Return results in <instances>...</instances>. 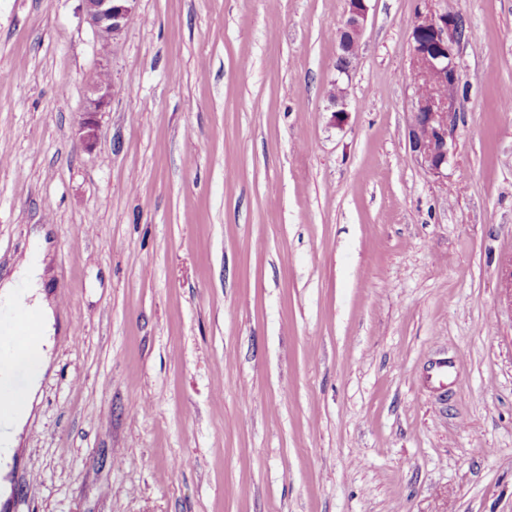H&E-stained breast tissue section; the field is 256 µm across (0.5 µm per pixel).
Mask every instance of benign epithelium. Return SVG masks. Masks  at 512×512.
<instances>
[{"mask_svg": "<svg viewBox=\"0 0 512 512\" xmlns=\"http://www.w3.org/2000/svg\"><path fill=\"white\" fill-rule=\"evenodd\" d=\"M136 0H82V11L93 28L102 53L135 16ZM369 0H348V10L338 31L336 70L347 74L348 54L360 44L368 18ZM413 97L407 127L409 148L416 161L431 175L441 177L448 168L450 139L456 125L455 103L460 82L454 45L461 38L459 15L438 10L418 13L412 25ZM88 105L79 125L82 144L91 147L98 133L96 117L110 104L112 82L106 65L87 79Z\"/></svg>", "mask_w": 512, "mask_h": 512, "instance_id": "obj_1", "label": "benign epithelium"}]
</instances>
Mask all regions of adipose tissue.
<instances>
[{
  "label": "adipose tissue",
  "mask_w": 512,
  "mask_h": 512,
  "mask_svg": "<svg viewBox=\"0 0 512 512\" xmlns=\"http://www.w3.org/2000/svg\"><path fill=\"white\" fill-rule=\"evenodd\" d=\"M45 245L42 239H35L25 259L9 279L0 281V310L11 313L22 307L34 316L32 324L26 327V337L11 362L0 363V392H14L8 418L11 433L0 438V446L9 447L15 432L21 431L35 400L42 374L47 366L51 337L54 333V313L43 293V275L46 265ZM25 373L24 384H16L18 373Z\"/></svg>",
  "instance_id": "1"
}]
</instances>
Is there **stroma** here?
<instances>
[{"label": "stroma", "mask_w": 512, "mask_h": 512, "mask_svg": "<svg viewBox=\"0 0 512 512\" xmlns=\"http://www.w3.org/2000/svg\"><path fill=\"white\" fill-rule=\"evenodd\" d=\"M464 37L447 175L411 32ZM0 0V279L49 243V365L0 512H512V0ZM348 114L334 122V87ZM82 11L106 55L112 42L135 16L136 0H82ZM348 10L338 31L339 53L336 59V70L340 74H348L350 66L347 65L348 54L360 44V40L367 22L369 0H348ZM96 71L101 77L90 75L87 79L88 105L79 125L80 140L85 147L95 144L98 133L96 117L100 112H104L111 100L112 82L108 76L106 65L101 64Z\"/></svg>", "instance_id": "obj_1"}]
</instances>
